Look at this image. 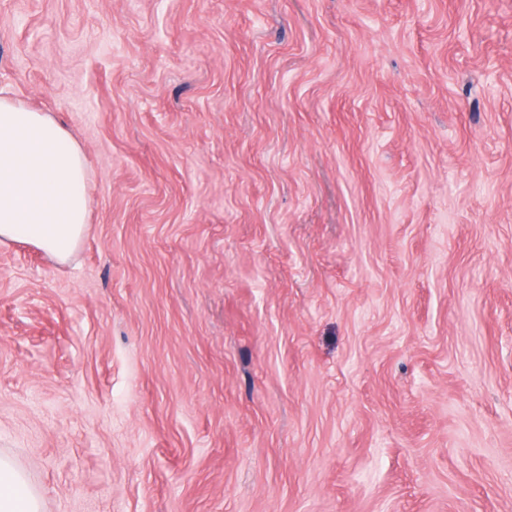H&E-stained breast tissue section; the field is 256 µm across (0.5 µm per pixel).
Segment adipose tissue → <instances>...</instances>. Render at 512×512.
Instances as JSON below:
<instances>
[{"label":"adipose tissue","mask_w":512,"mask_h":512,"mask_svg":"<svg viewBox=\"0 0 512 512\" xmlns=\"http://www.w3.org/2000/svg\"><path fill=\"white\" fill-rule=\"evenodd\" d=\"M83 151L47 112L0 96V245L23 241L66 262L88 232ZM0 512H42L41 499L0 457Z\"/></svg>","instance_id":"1"}]
</instances>
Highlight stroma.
I'll list each match as a JSON object with an SVG mask.
<instances>
[{
	"mask_svg": "<svg viewBox=\"0 0 512 512\" xmlns=\"http://www.w3.org/2000/svg\"><path fill=\"white\" fill-rule=\"evenodd\" d=\"M80 143L0 247L43 512H512V0H0Z\"/></svg>",
	"mask_w": 512,
	"mask_h": 512,
	"instance_id": "stroma-1",
	"label": "stroma"
}]
</instances>
